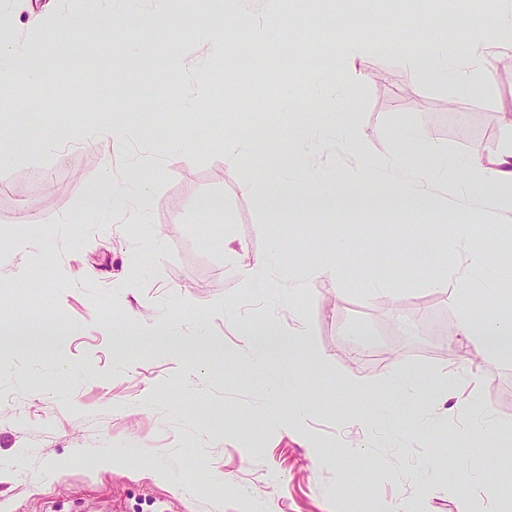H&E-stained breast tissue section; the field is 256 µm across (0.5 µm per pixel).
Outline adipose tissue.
<instances>
[{
  "label": "adipose tissue",
  "instance_id": "adipose-tissue-1",
  "mask_svg": "<svg viewBox=\"0 0 512 512\" xmlns=\"http://www.w3.org/2000/svg\"><path fill=\"white\" fill-rule=\"evenodd\" d=\"M484 7L497 20L494 29L463 44H448L446 35L442 34L429 46L408 45L403 57L412 72L420 78L452 82L462 92L488 83L491 77L488 56L512 49V0H485ZM72 24L69 16L50 13L29 28L26 46L0 43V86L15 89L33 80L41 65L36 62L32 49L39 44L45 29L62 34L70 32ZM208 41L205 63L187 68L181 59L170 61L173 69L182 71L190 86L191 95L186 101L190 112L207 100L213 74L227 64L223 30H211ZM475 189L485 191L492 198L500 215L512 214V134L504 136L493 150L468 159L457 190L466 195ZM475 232L474 224H455L453 234L445 243L446 250L454 254L455 263L429 278L427 285L447 294L458 309L457 335L485 354L511 353L512 319L477 316L469 305L470 290L491 261L489 254L475 246Z\"/></svg>",
  "mask_w": 512,
  "mask_h": 512
}]
</instances>
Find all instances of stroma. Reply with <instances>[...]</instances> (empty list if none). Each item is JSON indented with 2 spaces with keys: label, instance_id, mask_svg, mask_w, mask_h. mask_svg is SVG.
<instances>
[{
  "label": "stroma",
  "instance_id": "obj_1",
  "mask_svg": "<svg viewBox=\"0 0 512 512\" xmlns=\"http://www.w3.org/2000/svg\"><path fill=\"white\" fill-rule=\"evenodd\" d=\"M79 32L47 34V64L0 102V512H458L467 494L484 512L482 482L459 486L460 470L493 472L512 512V359L485 358L455 336L456 310L426 288L451 266L445 237L468 213L489 208L480 192L449 193L446 210L420 217L370 202L315 214L275 215L243 195L224 144L248 145L250 170L271 196L286 194L280 169L290 120H310V75L328 46L355 39L427 44L448 0H282L300 27L281 25L264 46L288 57V73L266 65L217 72L207 101L183 110L189 86L172 77L168 52L195 65L207 47L195 30L224 26L211 0H172L167 15L145 0H0L22 43L48 9ZM120 9V25L101 20ZM362 80L347 90L335 123L353 142H333L314 163L344 182L361 157L408 154L432 164L421 142L444 148L448 177L493 148L512 115V56L494 61L488 85L470 93L416 79L399 56L356 58ZM122 115L124 147L78 136L104 114ZM123 184L120 211L89 218L83 202L104 168ZM147 195V211L135 202ZM210 197L222 211L203 213ZM494 261L495 286L476 291V314L512 317V237L496 219L476 226ZM355 242L341 277L310 269L334 240ZM243 259L280 254L268 281L243 287L228 274L224 243ZM371 281L387 284L370 294ZM228 300L227 312L212 303ZM303 329L331 371L288 351ZM264 341L260 368L241 342ZM455 368L496 427L472 435L439 422L445 402L433 378ZM415 386L402 395L391 380ZM280 388L269 403V388ZM371 389L384 396L369 404ZM307 407L305 434L279 427ZM370 413L356 424L351 410ZM316 437L323 456L307 446ZM446 443L454 465L437 457Z\"/></svg>",
  "mask_w": 512,
  "mask_h": 512
}]
</instances>
